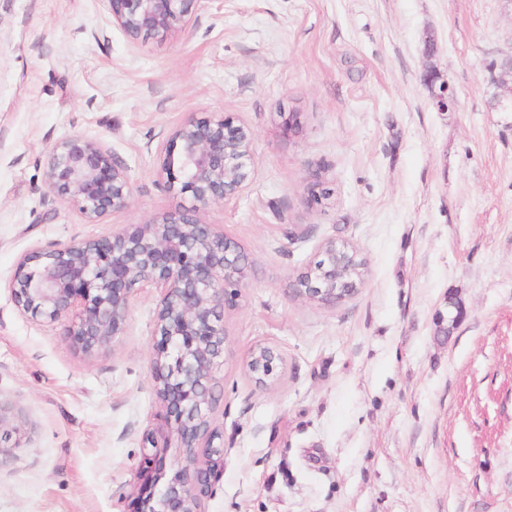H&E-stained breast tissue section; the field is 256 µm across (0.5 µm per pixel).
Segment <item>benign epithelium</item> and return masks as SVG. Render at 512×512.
Returning <instances> with one entry per match:
<instances>
[{
  "label": "benign epithelium",
  "mask_w": 512,
  "mask_h": 512,
  "mask_svg": "<svg viewBox=\"0 0 512 512\" xmlns=\"http://www.w3.org/2000/svg\"><path fill=\"white\" fill-rule=\"evenodd\" d=\"M112 22L128 39L178 33L205 0H107ZM496 88L493 107L512 112V52L486 64ZM430 103L453 110V87L434 67L423 74ZM253 131L222 113L188 118L156 149L165 188L189 197L190 205L157 214L131 230L102 239L72 240L36 247L17 262L9 288L17 309L33 317L66 323V335L93 353L124 334L130 302L140 288L159 293L152 383L166 411L171 436L184 449L170 481L156 489L149 468L140 472L137 512H199L201 499L224 467L218 430L212 426L213 372L224 354V312L235 309L247 287L254 260L216 224L198 218L200 209L238 196L254 172ZM47 185L73 202L95 224L125 209L133 194L128 169L99 143L72 136L47 156ZM356 249L326 240L317 257L291 281L306 300L334 304L353 295L365 276L354 275ZM282 363L271 345L252 348L246 367L260 387L275 384ZM206 449L205 461L196 449Z\"/></svg>",
  "instance_id": "obj_1"
}]
</instances>
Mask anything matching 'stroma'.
<instances>
[{"label":"stroma","instance_id":"obj_1","mask_svg":"<svg viewBox=\"0 0 512 512\" xmlns=\"http://www.w3.org/2000/svg\"><path fill=\"white\" fill-rule=\"evenodd\" d=\"M509 51L503 0H207L185 31L135 42L106 0H0V512H134L144 455L164 480L181 461L143 448L169 433L156 290L89 355L7 283L36 247L178 208L156 147L215 113L252 129L255 170L199 217L255 265L224 315V468L201 512H512V113L485 79ZM430 66L454 111L431 107ZM74 135L134 185L98 224L46 184L47 152ZM328 238L358 249L365 281L335 304L300 299L289 283ZM258 344L283 357L271 389L245 368Z\"/></svg>","mask_w":512,"mask_h":512}]
</instances>
